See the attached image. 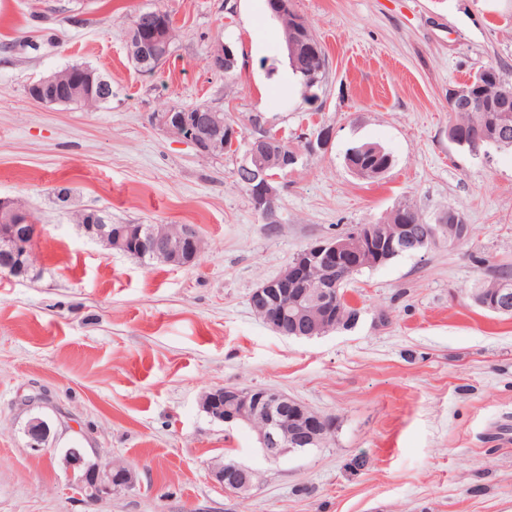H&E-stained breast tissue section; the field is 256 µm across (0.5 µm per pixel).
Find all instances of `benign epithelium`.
<instances>
[{
  "label": "benign epithelium",
  "mask_w": 512,
  "mask_h": 512,
  "mask_svg": "<svg viewBox=\"0 0 512 512\" xmlns=\"http://www.w3.org/2000/svg\"><path fill=\"white\" fill-rule=\"evenodd\" d=\"M209 62L215 70L232 71L235 61L230 46L220 43L214 47L209 54ZM59 82L57 74L42 77L29 85L28 94L33 101L43 105L63 104L66 97L59 89ZM153 122L193 145L203 157H221L243 147L241 165L244 167L256 159L257 149L281 139L279 134L262 127L257 119L252 121L255 135L246 139L236 125L229 124L223 113L211 107L192 110L169 108L155 113ZM327 139L325 130L315 138L303 137L304 147L283 154L282 166L297 164L303 153L316 152ZM276 181L277 175L267 173L264 168L253 172L251 185L256 211L266 224L281 223ZM79 224L88 235L109 248L123 252L137 249L142 253L151 252L171 265H192L204 249L203 239L193 224H181L176 231L170 224H153L147 230L142 224H123L114 228L96 211L80 215ZM407 230L405 224L395 225L392 233L384 232L375 224H359L347 233L310 244L296 254L292 266L253 292L251 305L254 311L273 331L287 337L300 334L299 324L308 317V310L301 303L304 297L321 308L326 320L336 322V307L348 299V295L339 294L334 282L294 293L288 288L291 273H296L308 283L311 281L310 273L317 267H325L338 260L344 262V272L351 273L361 268V255L364 253L397 252L411 245L413 239ZM37 231L38 219L31 210L18 209L10 200H0V250L4 253L3 268L8 275L20 278L34 269L38 257L33 239ZM477 304L492 313L511 314L512 290L500 288L492 302L479 300ZM201 406L214 419L228 426L247 424L256 427L260 452L269 461H277L292 450L297 442L296 431L300 428L303 429L305 443L316 442L326 431L333 430L330 418L275 388L219 387L203 396ZM50 435L46 426H30L26 430L27 442L32 448L47 447ZM69 454L66 470L89 500L111 494L117 475L126 487L134 482V470L130 466L116 471L100 459L94 462L84 459L74 449ZM255 476L252 468L240 462L225 468L214 466L209 472L212 483L236 496L249 492L255 486Z\"/></svg>",
  "instance_id": "7a95c632"
}]
</instances>
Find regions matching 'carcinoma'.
Segmentation results:
<instances>
[{"label":"carcinoma","instance_id":"obj_1","mask_svg":"<svg viewBox=\"0 0 512 512\" xmlns=\"http://www.w3.org/2000/svg\"><path fill=\"white\" fill-rule=\"evenodd\" d=\"M296 18L290 9L276 15L283 25L285 39L296 48L292 72L305 99L314 103L319 99L318 92L326 79L328 59L325 49H320L318 56L310 50L309 44H315L317 40L310 31L296 26ZM163 25H171L168 12L160 9L139 11L131 17L126 34L144 44ZM506 87L512 89V80L505 78L499 68L488 65L478 70L472 81L463 85L464 95L456 101L448 100V139L474 156L492 142L499 149L512 148V94L503 95ZM390 159V154L375 144L353 146L345 155L346 161L359 165L358 176L363 179L384 174ZM384 223L412 225L410 233L418 241L434 236V231L442 224L448 227L447 238L461 244L466 243L472 233L467 217L458 209L450 208L428 223L412 204L406 202L395 206ZM479 262L488 265L489 274L468 289L469 298L490 302L497 289H512L511 265L491 264L486 257L479 258Z\"/></svg>","mask_w":512,"mask_h":512}]
</instances>
